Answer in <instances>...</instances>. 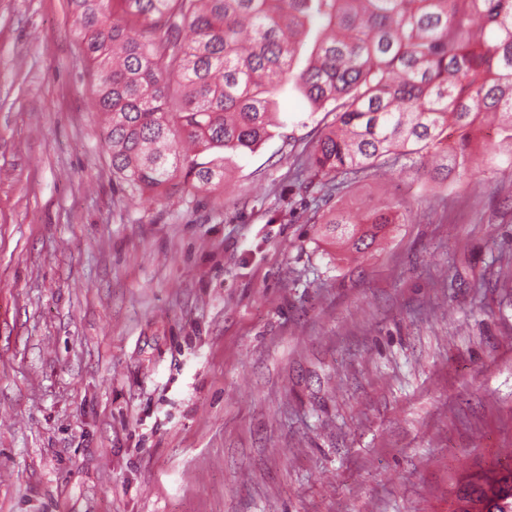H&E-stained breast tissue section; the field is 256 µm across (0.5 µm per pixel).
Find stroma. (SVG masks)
Segmentation results:
<instances>
[{
  "instance_id": "35a3bbf8",
  "label": "stroma",
  "mask_w": 512,
  "mask_h": 512,
  "mask_svg": "<svg viewBox=\"0 0 512 512\" xmlns=\"http://www.w3.org/2000/svg\"><path fill=\"white\" fill-rule=\"evenodd\" d=\"M288 115L226 186L112 184L68 0H0V512H448L512 467V164L328 195ZM399 193L374 251L320 211Z\"/></svg>"
}]
</instances>
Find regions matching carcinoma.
<instances>
[{
  "label": "carcinoma",
  "instance_id": "1",
  "mask_svg": "<svg viewBox=\"0 0 512 512\" xmlns=\"http://www.w3.org/2000/svg\"><path fill=\"white\" fill-rule=\"evenodd\" d=\"M104 115L119 185L158 203L206 193L234 158L284 126L275 96L292 80L333 121L306 166L365 180L395 167L443 183L468 171L470 132L497 123L512 155V0H68ZM316 18L327 34L293 69ZM411 208L391 194L360 219L318 218L345 252L370 249ZM482 512H512V469L461 484Z\"/></svg>",
  "mask_w": 512,
  "mask_h": 512
}]
</instances>
